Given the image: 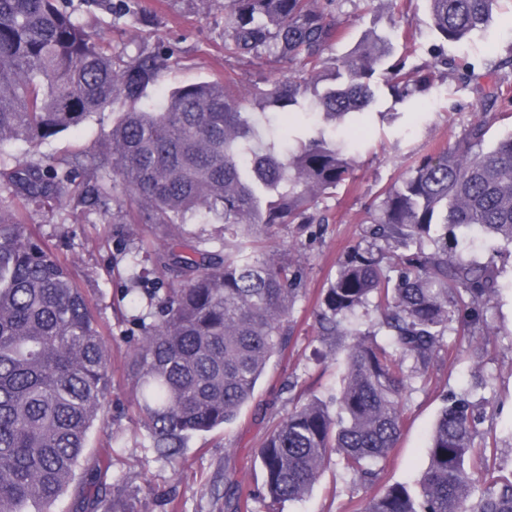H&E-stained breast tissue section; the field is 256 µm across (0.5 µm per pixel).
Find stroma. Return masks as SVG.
Returning <instances> with one entry per match:
<instances>
[{"label":"stroma","instance_id":"obj_1","mask_svg":"<svg viewBox=\"0 0 512 512\" xmlns=\"http://www.w3.org/2000/svg\"><path fill=\"white\" fill-rule=\"evenodd\" d=\"M139 3L133 16L121 11L119 0H70V8L123 60L173 48L149 91L151 104H161L170 87L227 77L247 101L255 87L297 69L272 56H228L224 40L231 19L224 12V0ZM398 5L400 11L394 14L388 0H340L334 17L342 36L328 58L343 57L365 35L376 34L387 37L394 57H406L408 65L421 64L434 51L444 63L425 93L400 100L379 87L375 102L360 120L329 127L333 140L354 158L351 180L322 199L327 221L313 225L311 234H297L291 225L265 243L270 253H294L302 266L305 292L288 320L289 343L271 360L240 415L224 427L189 437L176 461L145 447L147 432L132 405L133 383L125 367L132 351L127 338L138 334L141 320L152 310L144 291L146 280L163 281L168 288L180 284L161 269L162 242L153 240L145 225L128 223L132 205L119 192L104 211L74 197L62 207L49 202L27 212V223L49 239L72 268L112 349V393L105 420L88 435L77 482L86 480L95 461L104 460L109 464V496L132 512H227V501L260 484L258 450L288 410L336 393L342 362L333 351V339L320 334L318 301L355 248L368 245V209L382 188L398 181L422 156L453 145L464 128L480 118L476 85L495 82L503 91L487 144L512 133V67L504 64L512 56V0H495L485 27L444 44L433 30L428 0H399ZM468 62L476 66L473 83L460 79L457 72ZM115 118L111 111L95 114L35 149L20 141L1 145L0 161L11 167L38 159L53 164L96 151L107 140ZM457 250L468 258L494 261L500 271L501 293L490 308L497 344L475 359L468 347L444 336L431 384L406 394L398 444L382 473L389 483L415 485L427 465L429 437L443 396L470 389L475 373L481 371L491 374L494 384L484 393L493 417L481 429L496 438L499 463L512 467V248L462 234ZM368 494V489H353L341 466L330 461L304 499L281 506L259 499L251 507L252 512H350L352 500Z\"/></svg>","mask_w":512,"mask_h":512}]
</instances>
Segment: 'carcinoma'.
Instances as JSON below:
<instances>
[{
  "instance_id": "cac0c4a2",
  "label": "carcinoma",
  "mask_w": 512,
  "mask_h": 512,
  "mask_svg": "<svg viewBox=\"0 0 512 512\" xmlns=\"http://www.w3.org/2000/svg\"><path fill=\"white\" fill-rule=\"evenodd\" d=\"M337 2L224 0L233 16L229 54L273 53L304 70L260 90L250 108L231 81L204 80L170 89L157 110L146 99L159 57L115 60L60 0H0V144L36 146L119 101L125 106L87 165L75 158L51 168L0 167V512H52L112 388L102 327L69 265L25 222L26 208L63 206L81 186L94 203L119 189L135 204L130 223L154 225L165 241L162 269L181 286L160 300L127 363L159 456L174 460L191 435L232 421L285 350L301 275L291 260L264 252L262 240L317 222L320 200L350 180L354 160L321 128L291 152L263 143L258 116L268 124L286 117L312 92L324 119L354 117L375 101L378 71L392 94L408 97L427 89L424 71L438 65L407 71L402 60L388 63V41L367 37L336 60L340 82L318 89L323 54L341 36ZM491 2L430 0L441 42L486 24ZM478 90L484 118L382 191L372 241L325 289L319 323L343 355L340 390L330 403L295 407L269 433L252 495L273 504L302 498L334 451L354 483L380 485L354 512H512V471L490 467L491 443L476 446L484 416L466 393L440 409L419 496L401 483L380 484L407 389L426 384L443 336L495 343L487 313L498 272L437 235L440 225L446 233L477 227L512 245V135L485 146L502 90ZM86 169L97 175L92 185L79 179ZM191 221L224 225L219 246L184 242L180 228ZM369 307L379 329L355 327ZM381 329L386 347L377 341ZM75 512L131 510L115 507L98 476L84 482Z\"/></svg>"
}]
</instances>
